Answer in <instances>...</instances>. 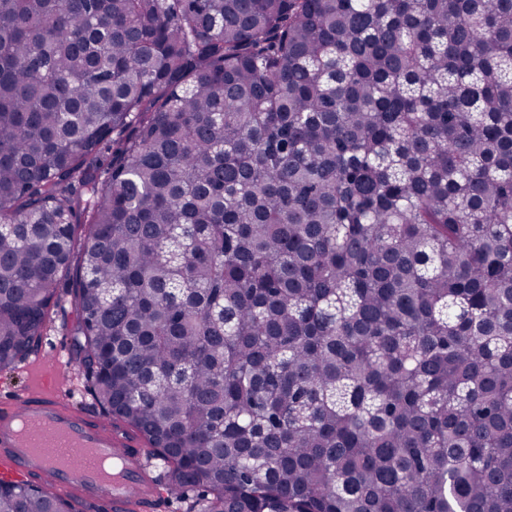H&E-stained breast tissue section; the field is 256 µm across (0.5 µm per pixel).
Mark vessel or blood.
<instances>
[{
  "label": "vessel or blood",
  "instance_id": "obj_1",
  "mask_svg": "<svg viewBox=\"0 0 512 512\" xmlns=\"http://www.w3.org/2000/svg\"><path fill=\"white\" fill-rule=\"evenodd\" d=\"M68 374L59 353L31 385L0 402V480L47 485L61 500L95 501L105 512H156L169 490L136 441L77 406L60 383ZM118 457V471L96 460Z\"/></svg>",
  "mask_w": 512,
  "mask_h": 512
}]
</instances>
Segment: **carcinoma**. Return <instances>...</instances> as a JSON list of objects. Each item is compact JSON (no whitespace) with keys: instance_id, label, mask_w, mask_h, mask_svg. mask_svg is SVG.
Wrapping results in <instances>:
<instances>
[{"instance_id":"obj_1","label":"carcinoma","mask_w":512,"mask_h":512,"mask_svg":"<svg viewBox=\"0 0 512 512\" xmlns=\"http://www.w3.org/2000/svg\"><path fill=\"white\" fill-rule=\"evenodd\" d=\"M63 282L198 512H512V0H0V369Z\"/></svg>"}]
</instances>
